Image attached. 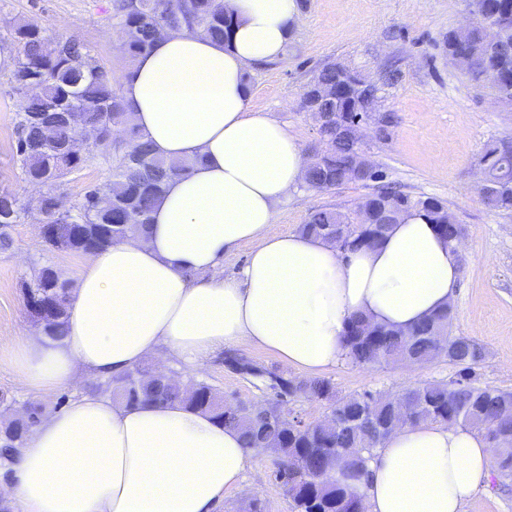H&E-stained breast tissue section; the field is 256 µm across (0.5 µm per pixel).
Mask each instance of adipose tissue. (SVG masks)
I'll return each instance as SVG.
<instances>
[{
  "instance_id": "adipose-tissue-1",
  "label": "adipose tissue",
  "mask_w": 512,
  "mask_h": 512,
  "mask_svg": "<svg viewBox=\"0 0 512 512\" xmlns=\"http://www.w3.org/2000/svg\"><path fill=\"white\" fill-rule=\"evenodd\" d=\"M229 43L188 29L138 55L126 109L158 155L188 171L165 185L149 232L82 259L62 336L43 328L0 342L15 383L48 395L122 376L147 358L202 374L244 344L317 374L344 356L351 318L406 330L456 297L459 252L412 210L377 247L341 250L269 231L302 184L298 140L249 104L244 75L278 59L297 0H224ZM250 244L237 275L224 258ZM253 457L238 429L183 403H117L84 393L47 413L0 470L13 512H215ZM484 437L460 426L403 425L368 467L366 512H463L490 477Z\"/></svg>"
}]
</instances>
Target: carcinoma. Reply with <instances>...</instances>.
Instances as JSON below:
<instances>
[{"label": "carcinoma", "instance_id": "cac0c4a2", "mask_svg": "<svg viewBox=\"0 0 512 512\" xmlns=\"http://www.w3.org/2000/svg\"><path fill=\"white\" fill-rule=\"evenodd\" d=\"M474 22L448 32L445 45L467 47L474 57L465 69L471 80L490 84L498 102L512 107V0H469ZM115 14L124 30V46L131 57L147 51L173 30L187 27L213 40L228 42L232 17L224 0H115ZM496 33L487 41L485 30ZM1 43L17 48L8 77L19 95L17 136L13 159L21 175L46 191L38 200L43 216L42 244L49 252H88L116 241L144 235L150 214L165 182L177 169L157 156L126 112L112 76L93 62L90 49L74 40H57L36 22L17 24ZM325 85L320 107L350 112L357 107L359 89L351 75L323 67L316 75ZM321 156L309 161L305 184L330 191L349 183L347 166L361 146L330 127L324 130ZM115 157L110 179L87 187L79 202L63 212L54 187L83 169L95 157ZM492 192L482 200L491 210L512 209V140L488 143L478 159ZM360 205L371 223L354 228L357 245H377L388 230L392 209L422 210L439 226L448 243L464 233L463 225L440 201L413 199L387 185H379ZM29 214L11 192L0 191V250L11 247L8 229ZM349 224L337 208L311 210L299 231L327 238ZM35 306L33 317L51 335L62 333L68 317L69 284L50 266L38 270L24 292ZM453 308L442 309L403 331L375 325L366 318L351 320L344 340L345 359L353 366L388 364L400 357L412 364L444 362L454 373L446 381H425L395 395V402L376 400L365 390L341 396L333 383L320 377H288L275 366L244 357L225 356L241 368L267 398L255 404L241 402L230 408L204 381L190 391L175 376H162L147 366H136L108 382L101 390L117 403L140 400H179L193 410L208 412L226 426L238 428L244 447L275 454V479L292 498L299 512H364L361 485L368 463L385 439L384 426L399 417L408 423L458 425L481 434L496 451L495 485L512 486V442L495 444L501 434L512 435V391L483 386L477 370L484 349L467 336L452 331ZM326 401L340 420L333 426L304 424L284 411L298 398ZM16 400L0 394V454L7 456L27 439L40 414H16ZM341 448H360L347 459Z\"/></svg>", "mask_w": 512, "mask_h": 512}]
</instances>
